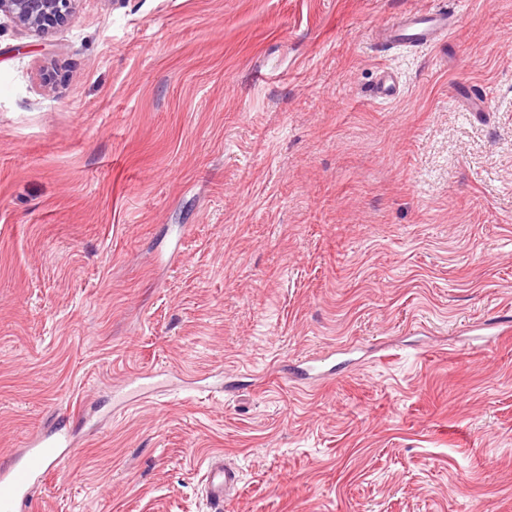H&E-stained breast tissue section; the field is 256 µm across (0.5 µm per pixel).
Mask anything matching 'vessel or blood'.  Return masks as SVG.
I'll return each mask as SVG.
<instances>
[{
	"label": "vessel or blood",
	"instance_id": "vessel-or-blood-1",
	"mask_svg": "<svg viewBox=\"0 0 512 512\" xmlns=\"http://www.w3.org/2000/svg\"><path fill=\"white\" fill-rule=\"evenodd\" d=\"M449 34L448 13L411 11L392 19L385 27L380 42L390 50L429 48ZM73 438L59 435H37L25 448L14 452L8 462L0 464V512H28L31 492L45 478L52 465L60 463ZM238 484V473L224 462L223 456L209 458L204 485L213 512H223L224 502Z\"/></svg>",
	"mask_w": 512,
	"mask_h": 512
}]
</instances>
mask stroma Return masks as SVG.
Instances as JSON below:
<instances>
[{
  "instance_id": "35a3bbf8",
  "label": "stroma",
  "mask_w": 512,
  "mask_h": 512,
  "mask_svg": "<svg viewBox=\"0 0 512 512\" xmlns=\"http://www.w3.org/2000/svg\"><path fill=\"white\" fill-rule=\"evenodd\" d=\"M440 6L443 42L377 46ZM504 317L512 0L0 15V462L78 435L31 512H211L218 453L224 512H512ZM238 473L235 469L224 464L223 455L209 458L204 474V485L207 497L213 505V512L224 511V500L238 484Z\"/></svg>"
}]
</instances>
